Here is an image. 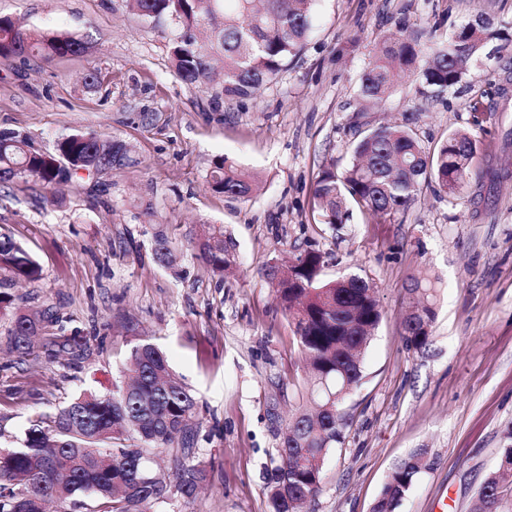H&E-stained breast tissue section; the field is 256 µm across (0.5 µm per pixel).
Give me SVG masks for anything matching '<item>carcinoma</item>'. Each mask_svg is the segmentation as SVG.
Instances as JSON below:
<instances>
[{
	"label": "carcinoma",
	"instance_id": "cac0c4a2",
	"mask_svg": "<svg viewBox=\"0 0 512 512\" xmlns=\"http://www.w3.org/2000/svg\"><path fill=\"white\" fill-rule=\"evenodd\" d=\"M148 21L169 18L182 28L171 47L178 77L188 86L213 79L211 57L223 56L224 97L247 100L273 81L302 49L311 27L313 0H127ZM492 22L480 18L448 34L447 44L432 51V61L417 74L416 95L428 102L456 85L469 61L486 39ZM84 43L64 32L25 30L0 17V64L16 57L34 56L44 62L77 55ZM423 48L418 39L400 35L385 39L378 55L365 69L359 98L367 105L383 97L400 73L415 68ZM478 151L467 133H454L438 149L425 151L409 127L372 128L355 145L349 168L341 177L330 169L318 179L313 195L322 223H347L348 203L381 217L406 210L420 186L435 184L447 193L464 184L451 174L458 158L471 159ZM129 162L128 149L119 141L103 142L92 132L60 136L51 151H35L14 129H0V182L34 181L45 188L60 183L98 184L100 173ZM209 186L229 199H245L255 180L224 158L213 163ZM200 255L215 271L235 262V244L214 227L199 246ZM153 257L169 267L173 253L166 236L156 237ZM322 255L306 250L295 256L286 271L269 266L265 276L275 286L281 305L294 325L298 356L308 376L302 403L281 428L277 464L268 482L271 512H305L321 489L326 455L342 443L348 425L342 405L362 378V355L382 312L369 294L374 286L358 276L345 286L319 279ZM0 268L18 280L35 282L39 264L12 238L0 236ZM424 316L404 323L406 340L416 349L430 342L434 317L430 289L414 280ZM11 316L9 344L22 358L32 338L51 331L64 332L62 319L50 308L22 311L10 294L0 291V315ZM130 382L110 392L83 393L72 398L48 420H36L15 448H0V512H39V502L61 501L84 495L86 512H143L167 497L168 484L138 483L136 473L155 458L171 452L168 460L176 489L191 498L205 480L203 470L185 464L194 454L202 421L199 404L170 368L166 356L153 344L133 347L125 365ZM418 456L397 465L376 500L372 512H395L421 473ZM479 512H506L512 506V432L500 450L497 469L483 482Z\"/></svg>",
	"mask_w": 512,
	"mask_h": 512
}]
</instances>
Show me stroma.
<instances>
[{
	"instance_id": "stroma-1",
	"label": "stroma",
	"mask_w": 512,
	"mask_h": 512,
	"mask_svg": "<svg viewBox=\"0 0 512 512\" xmlns=\"http://www.w3.org/2000/svg\"><path fill=\"white\" fill-rule=\"evenodd\" d=\"M0 16L86 45L48 63L24 56L0 66V128L39 150L91 131L123 141L133 159L100 175L94 190L0 186V235L43 269L31 284L0 270V291L22 308L54 307L65 336L87 346L83 360L52 359L43 336L21 359L8 353L10 322L0 320V446L72 398L111 390L133 347L148 340L196 394L203 426L188 462L206 473L194 499L172 490L149 512H270L265 476L279 445L270 414L287 417L307 384L265 270L312 249L323 257L322 281L374 283L383 318L310 512H372L390 473L414 453L425 467L396 512H473L512 430V176H487L512 173V89L496 93L512 58V0H315L302 50L244 101L220 97L216 83L184 84L170 53L176 24L145 21L126 0H0ZM481 16L495 35L443 97L421 103L406 75L380 104L361 107L360 78L383 37L435 47ZM476 97L489 107L478 117L469 108ZM145 113L152 124L141 123ZM383 123L414 129L429 152L452 133L470 134L480 153L464 187L448 195L425 185L394 216L356 208L341 227L321 223L313 190L322 171L344 173L356 142ZM220 157L256 180V195L210 190ZM214 225L236 249L221 274L198 249ZM159 232L176 257L169 269L153 260ZM415 278L435 288L421 350L404 336Z\"/></svg>"
}]
</instances>
